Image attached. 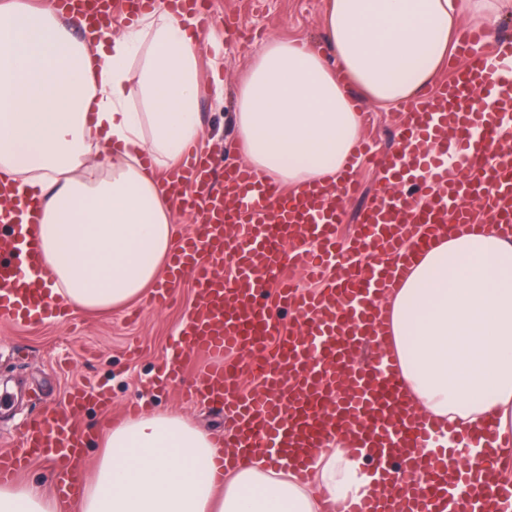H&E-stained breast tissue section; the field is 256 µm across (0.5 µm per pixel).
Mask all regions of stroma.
<instances>
[{
	"instance_id": "obj_1",
	"label": "stroma",
	"mask_w": 512,
	"mask_h": 512,
	"mask_svg": "<svg viewBox=\"0 0 512 512\" xmlns=\"http://www.w3.org/2000/svg\"><path fill=\"white\" fill-rule=\"evenodd\" d=\"M218 47L202 46L198 56L202 76L199 112L203 136L199 151L240 162L234 146L232 100L249 62L273 37L323 41L325 0H210ZM362 142L381 156L395 146L400 124L398 108H385L356 97ZM355 193L343 202L348 233L368 195L380 186L373 166L354 169ZM198 297L191 279L175 288L163 306L141 299L110 313L68 310L37 326L0 322V451L15 448L24 422L59 405L76 385L101 387L112 398L109 412L87 407L79 422L87 434L83 451L86 471H93L99 440L124 420V409L141 402L145 411L176 413L199 427L221 435L227 424L223 411L204 402L184 399L179 386L156 388L158 365L174 344Z\"/></svg>"
}]
</instances>
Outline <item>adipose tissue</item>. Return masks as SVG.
I'll return each instance as SVG.
<instances>
[{
    "label": "adipose tissue",
    "instance_id": "ef3b65f1",
    "mask_svg": "<svg viewBox=\"0 0 512 512\" xmlns=\"http://www.w3.org/2000/svg\"><path fill=\"white\" fill-rule=\"evenodd\" d=\"M512 0H327L326 46L269 39L235 101L236 146L263 179L324 186L361 138L353 91L381 104L432 84L461 19L492 29ZM213 34L158 4L95 29L32 0H0V176L37 210L50 295L120 308L161 277L176 239L162 178L201 136L197 56ZM385 349L411 407L460 433L492 424L512 446V238L460 228L435 239L381 304ZM324 494L379 490L366 456L337 442L313 455ZM80 512H321L294 465L254 454L226 465L220 441L178 414L111 428ZM0 512H57L40 488L0 485Z\"/></svg>",
    "mask_w": 512,
    "mask_h": 512
}]
</instances>
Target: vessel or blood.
Returning <instances> with one entry per match:
<instances>
[{"label": "vessel or blood", "mask_w": 512, "mask_h": 512, "mask_svg": "<svg viewBox=\"0 0 512 512\" xmlns=\"http://www.w3.org/2000/svg\"><path fill=\"white\" fill-rule=\"evenodd\" d=\"M155 0H55L76 20L109 26L112 15L134 13ZM482 36L460 33L466 62L453 78L423 101L407 103L397 149L380 163L382 189L361 209L352 235H337L343 199L352 187L343 174L332 190L316 185L286 189L257 179L242 164L224 168V189L212 194L208 160H188L166 179L174 202L198 220L181 235L166 276L152 298L164 302L183 278H191L200 299L180 331L177 346L163 363L164 382L183 377L185 364L205 355L210 363L195 374L188 391L222 404L231 424L224 435L235 461L255 452L295 457L299 480L312 451L327 449L336 435L354 436L373 451L376 470L392 474L399 486L388 508L365 497L356 502L324 501L323 512H512V483L492 482L497 462L482 456L456 472L448 465L454 446L440 443L443 427L419 421L402 393L398 374L377 337L385 324L376 303L440 225L474 227L476 221L512 227V58L489 62L473 53ZM412 184V195H392L393 184ZM196 186L187 194L185 186ZM35 217L19 223L0 210V320L53 318L55 300L40 277ZM241 226L230 235L227 225ZM231 268L224 276L223 268ZM314 277L333 275L323 288L302 289L285 278L288 268ZM294 312L298 332L280 331L281 309ZM254 385L244 388L242 376ZM106 408L109 398L73 389L63 404L29 422L18 447L0 454V481L36 459L50 458L68 470L78 489L84 436L77 419L88 403Z\"/></svg>", "instance_id": "vessel-or-blood-1"}]
</instances>
